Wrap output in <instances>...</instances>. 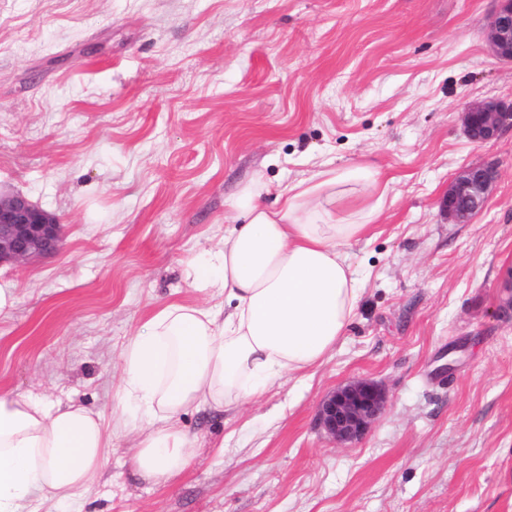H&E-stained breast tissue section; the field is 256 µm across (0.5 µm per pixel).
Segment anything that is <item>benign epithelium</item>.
Returning <instances> with one entry per match:
<instances>
[{"mask_svg": "<svg viewBox=\"0 0 512 512\" xmlns=\"http://www.w3.org/2000/svg\"><path fill=\"white\" fill-rule=\"evenodd\" d=\"M491 51L512 62V0H500L488 32ZM467 138L490 144L512 129V104L496 99L468 105L463 112ZM493 166L466 168L448 188L442 209L455 224H467L481 211L499 179ZM61 224L22 194L0 195V265L51 255L63 248ZM386 396L371 382L358 381L337 388L321 404L319 424L339 444L357 440L383 413Z\"/></svg>", "mask_w": 512, "mask_h": 512, "instance_id": "obj_1", "label": "benign epithelium"}]
</instances>
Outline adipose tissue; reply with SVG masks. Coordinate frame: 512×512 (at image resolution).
<instances>
[{"label":"adipose tissue","mask_w":512,"mask_h":512,"mask_svg":"<svg viewBox=\"0 0 512 512\" xmlns=\"http://www.w3.org/2000/svg\"><path fill=\"white\" fill-rule=\"evenodd\" d=\"M347 183L374 196L357 220L336 215ZM387 192L368 167L317 172L284 189L275 208L260 203L258 188L242 190L216 264L197 272L199 282L222 285L223 306L169 304L123 350L120 398L146 417L132 460L139 477L165 481L187 466L183 412L242 405L281 374L322 363L361 293L341 247L366 232ZM112 436L104 417L79 403L0 395V512H41L46 496L81 498L99 478Z\"/></svg>","instance_id":"obj_1"}]
</instances>
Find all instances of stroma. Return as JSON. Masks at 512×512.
I'll use <instances>...</instances> for the list:
<instances>
[{
    "instance_id": "obj_1",
    "label": "stroma",
    "mask_w": 512,
    "mask_h": 512,
    "mask_svg": "<svg viewBox=\"0 0 512 512\" xmlns=\"http://www.w3.org/2000/svg\"><path fill=\"white\" fill-rule=\"evenodd\" d=\"M499 0H0V192L63 226V250L0 266V395L76 401L126 424L76 502L43 512H512V129L478 145L473 102H512L490 51ZM498 166L484 209L441 208L467 166ZM389 187L344 245L357 316L323 363L239 409L190 411L187 467L131 459L121 350L164 305H215L195 266L233 199L326 169ZM369 380L386 406L355 442L323 399Z\"/></svg>"
}]
</instances>
